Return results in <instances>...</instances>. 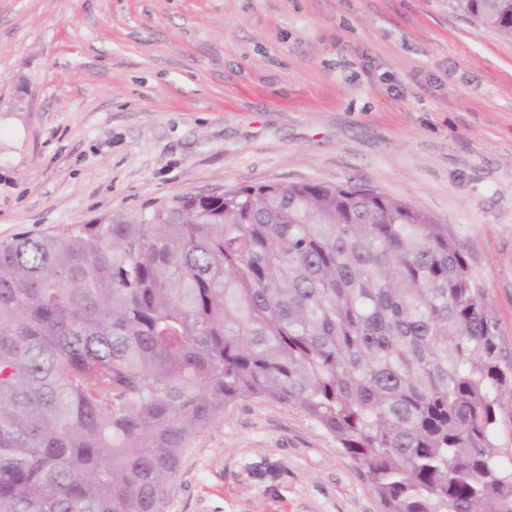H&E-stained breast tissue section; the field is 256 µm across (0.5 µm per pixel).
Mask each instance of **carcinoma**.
Here are the masks:
<instances>
[{"label": "carcinoma", "mask_w": 512, "mask_h": 512, "mask_svg": "<svg viewBox=\"0 0 512 512\" xmlns=\"http://www.w3.org/2000/svg\"><path fill=\"white\" fill-rule=\"evenodd\" d=\"M512 38V0H455ZM512 391L443 225L370 186L176 196L0 242V512H161L241 399L291 403L387 512H512ZM495 444L503 458L512 459V396L505 397L498 411Z\"/></svg>", "instance_id": "obj_1"}]
</instances>
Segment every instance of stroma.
<instances>
[{"label":"stroma","instance_id":"1","mask_svg":"<svg viewBox=\"0 0 512 512\" xmlns=\"http://www.w3.org/2000/svg\"><path fill=\"white\" fill-rule=\"evenodd\" d=\"M292 183L447 225L512 364V39L453 0H0V241ZM164 512L384 508L300 408L242 399Z\"/></svg>","mask_w":512,"mask_h":512}]
</instances>
